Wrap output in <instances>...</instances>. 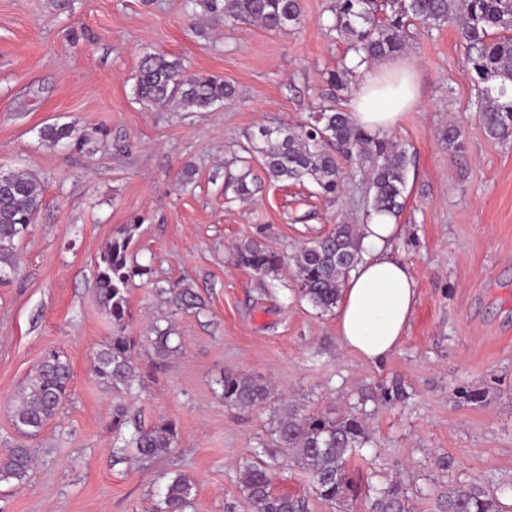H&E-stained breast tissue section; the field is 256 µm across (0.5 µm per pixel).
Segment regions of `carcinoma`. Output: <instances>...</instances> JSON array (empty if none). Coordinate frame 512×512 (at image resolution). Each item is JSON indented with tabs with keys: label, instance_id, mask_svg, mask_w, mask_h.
Returning <instances> with one entry per match:
<instances>
[{
	"label": "carcinoma",
	"instance_id": "cac0c4a2",
	"mask_svg": "<svg viewBox=\"0 0 512 512\" xmlns=\"http://www.w3.org/2000/svg\"><path fill=\"white\" fill-rule=\"evenodd\" d=\"M185 9L226 27L258 24L269 32L296 27L302 21L300 0H186ZM334 19L327 31L348 42L360 62L396 55L406 46L407 22L427 28L456 25L465 43L470 67L468 78L477 87L475 105L486 135L494 140L512 137V0H336ZM353 70L347 65L329 74L331 85L350 89ZM135 96L150 106H176L185 112H207L235 98V88L223 79L190 73L181 59L146 52L139 61L133 86ZM100 131L73 124H52L40 130V139L52 146L66 144L78 150L97 139ZM252 140L260 143L262 166L268 178L301 183L309 179L331 200L341 197L345 183L357 175L368 180L371 209L368 215L398 217L406 197L411 157L391 138L372 134L355 125L349 114L323 106L296 127L261 126ZM42 204L37 175L9 171L0 181V277L15 270L14 240L26 235ZM137 225L128 224L100 256L96 278L99 301L112 320L115 333L93 359L94 375L108 388L128 392L135 381L133 351L136 343L125 334L129 317L128 287L147 268L128 265V248ZM361 260L357 226L338 224L333 231L306 241L286 253L263 238H251L235 247L232 262L258 276L274 277L292 268L294 285L322 313L336 308L350 272ZM175 310L197 307V296L175 283L169 288ZM152 355L173 351L170 331L155 327ZM71 367L58 351L44 358L29 378L12 415L14 430L34 439L68 396ZM224 402L252 409L268 399V389L246 374L224 376ZM133 427L128 443L144 458L170 449L178 442L175 422L165 420L151 428L130 425L124 409L112 416V431ZM280 447L293 448L309 472L319 497L340 503L356 492L349 467L352 454L371 441L360 412L342 417L301 414L295 409L277 422ZM32 466L31 449H10L0 459V482L23 483ZM193 483L183 474L167 485L159 512H184ZM239 491L248 512H306L305 501L275 491L268 465L254 461L244 466ZM435 512H502L499 498L475 485H450L434 500ZM370 512H412L405 484L390 483L373 489Z\"/></svg>",
	"mask_w": 512,
	"mask_h": 512
}]
</instances>
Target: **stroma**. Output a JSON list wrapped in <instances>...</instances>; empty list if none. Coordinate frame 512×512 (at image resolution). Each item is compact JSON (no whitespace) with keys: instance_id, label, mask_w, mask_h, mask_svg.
<instances>
[{"instance_id":"stroma-1","label":"stroma","mask_w":512,"mask_h":512,"mask_svg":"<svg viewBox=\"0 0 512 512\" xmlns=\"http://www.w3.org/2000/svg\"><path fill=\"white\" fill-rule=\"evenodd\" d=\"M332 4L302 0L301 25L271 33L193 20L184 0H0V170H29L42 182L32 228L14 246L17 269L0 280V456L23 443L34 452L23 484L0 483V512H157L179 473L195 484L186 512H248L239 468L268 448L275 486L304 497L308 512H367L364 490L398 477L413 512H432L441 485L512 483V139L484 132L457 27L408 26L397 56L418 86L416 104L389 131L414 159L394 253L418 297L398 349L363 360L341 347L335 313L302 299L288 270L262 280L230 261L258 233L288 250L362 223L369 209L360 178L336 201L311 181L267 180L250 142L259 126L302 123L330 92L351 111L353 95L327 82L348 55L323 27ZM147 50L223 78L234 101L183 112L136 100ZM452 122L460 154L442 137ZM70 123L105 136L81 151L39 137L45 125ZM236 156L261 180L244 200L227 187ZM131 223L128 262L150 272L129 286L126 333L138 344L140 378L119 395L92 372L114 331L96 274L107 243ZM175 282L198 293L199 308L173 313ZM155 324L171 328L175 347L158 368L147 354ZM54 350L70 361V397L26 442L12 412ZM237 373L267 385L268 401L225 404L220 381ZM394 382L406 398L380 399ZM468 385L485 388L484 403L460 398ZM288 406L336 418L362 412L371 440L351 462L356 501L321 500L303 466L272 448ZM120 407L146 428L174 421L177 445L142 458L112 432Z\"/></svg>"}]
</instances>
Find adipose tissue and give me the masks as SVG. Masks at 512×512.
<instances>
[{
    "label": "adipose tissue",
    "instance_id": "1",
    "mask_svg": "<svg viewBox=\"0 0 512 512\" xmlns=\"http://www.w3.org/2000/svg\"><path fill=\"white\" fill-rule=\"evenodd\" d=\"M414 100L411 68L380 62L363 69L351 117L356 125L377 133L394 126ZM400 233V225L387 216L361 225L363 259L351 272L336 309L341 345L370 362L381 361L397 349L416 304V280L393 251Z\"/></svg>",
    "mask_w": 512,
    "mask_h": 512
}]
</instances>
